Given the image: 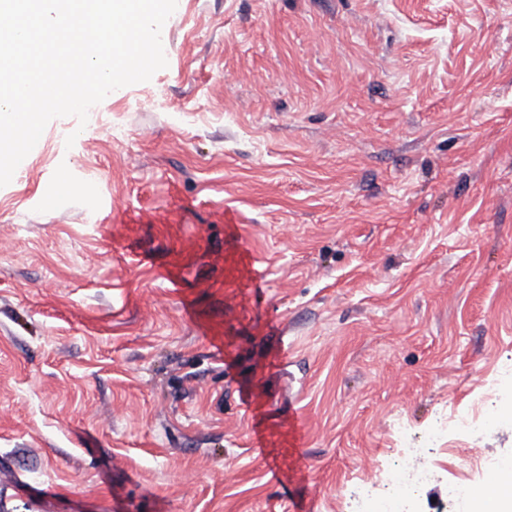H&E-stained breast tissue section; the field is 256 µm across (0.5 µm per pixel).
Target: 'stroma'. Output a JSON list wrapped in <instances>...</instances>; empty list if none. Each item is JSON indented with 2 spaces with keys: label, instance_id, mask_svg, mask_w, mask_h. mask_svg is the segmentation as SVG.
Returning a JSON list of instances; mask_svg holds the SVG:
<instances>
[{
  "label": "stroma",
  "instance_id": "35a3bbf8",
  "mask_svg": "<svg viewBox=\"0 0 512 512\" xmlns=\"http://www.w3.org/2000/svg\"><path fill=\"white\" fill-rule=\"evenodd\" d=\"M164 28L166 68L0 187V512H355L496 393L414 463L442 512L512 459V0ZM479 492L469 482L458 480L448 482V501L446 511L453 512L452 507L465 498L476 499Z\"/></svg>",
  "mask_w": 512,
  "mask_h": 512
}]
</instances>
